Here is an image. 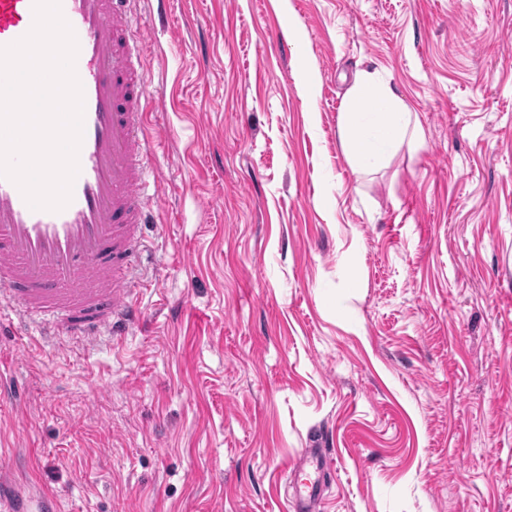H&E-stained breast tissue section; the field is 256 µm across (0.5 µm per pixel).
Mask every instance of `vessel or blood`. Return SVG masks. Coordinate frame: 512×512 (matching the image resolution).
Instances as JSON below:
<instances>
[{"label": "vessel or blood", "instance_id": "b4317fda", "mask_svg": "<svg viewBox=\"0 0 512 512\" xmlns=\"http://www.w3.org/2000/svg\"><path fill=\"white\" fill-rule=\"evenodd\" d=\"M130 0H61L79 46L84 133L72 200L61 211L31 209L19 188L0 178V329L96 346L121 336L140 312L135 293L144 250L148 160L154 141L143 126L148 89L133 67ZM33 0H0V46L26 35ZM329 462L307 449L294 468V512H316ZM57 498L0 475V512H57Z\"/></svg>", "mask_w": 512, "mask_h": 512}]
</instances>
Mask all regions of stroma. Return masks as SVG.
Returning a JSON list of instances; mask_svg holds the SVG:
<instances>
[{"instance_id":"35a3bbf8","label":"stroma","mask_w":512,"mask_h":512,"mask_svg":"<svg viewBox=\"0 0 512 512\" xmlns=\"http://www.w3.org/2000/svg\"><path fill=\"white\" fill-rule=\"evenodd\" d=\"M142 319L0 335V465L58 512H512V0H133ZM378 70L422 140L353 170ZM329 462L321 448H308L302 464L294 468V512H315L321 500L325 485L321 482V472Z\"/></svg>"}]
</instances>
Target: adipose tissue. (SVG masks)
<instances>
[{"label":"adipose tissue","instance_id":"1","mask_svg":"<svg viewBox=\"0 0 512 512\" xmlns=\"http://www.w3.org/2000/svg\"><path fill=\"white\" fill-rule=\"evenodd\" d=\"M338 134L347 156L360 169L376 166L404 139L422 137L416 116L369 70L362 72L347 96Z\"/></svg>","mask_w":512,"mask_h":512}]
</instances>
